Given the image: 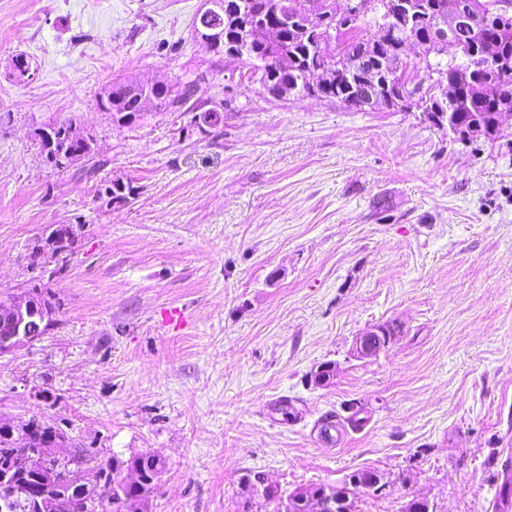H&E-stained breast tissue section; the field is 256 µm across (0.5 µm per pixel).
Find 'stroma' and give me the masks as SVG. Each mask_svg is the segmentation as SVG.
<instances>
[{
    "label": "stroma",
    "instance_id": "stroma-1",
    "mask_svg": "<svg viewBox=\"0 0 512 512\" xmlns=\"http://www.w3.org/2000/svg\"><path fill=\"white\" fill-rule=\"evenodd\" d=\"M202 0H0V300L36 277L31 249L77 227L63 274L42 277L55 328L0 354V419L67 421L102 457L166 461L146 512H275L281 492L361 469L382 495L354 512H493L491 452L512 454V135L462 139L415 109L355 112L273 98L244 63L193 37ZM26 54L32 78L13 75ZM208 72L215 125L186 109L113 125L95 98L126 75ZM67 122L92 160L48 163ZM130 183L127 204L103 188ZM176 307L184 324L162 323ZM403 333L358 359L356 336ZM331 362L324 387L309 372ZM289 400L297 420L279 410ZM356 402L363 429L316 420ZM72 124L63 122L52 126L53 135L51 139H40V149L45 158L58 168H65L68 154L77 147H74L67 136V129Z\"/></svg>",
    "mask_w": 512,
    "mask_h": 512
}]
</instances>
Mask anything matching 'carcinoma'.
<instances>
[{
	"instance_id": "1",
	"label": "carcinoma",
	"mask_w": 512,
	"mask_h": 512,
	"mask_svg": "<svg viewBox=\"0 0 512 512\" xmlns=\"http://www.w3.org/2000/svg\"><path fill=\"white\" fill-rule=\"evenodd\" d=\"M306 0H216V5L207 15L195 17L193 26L197 31H209L218 39L209 44L216 54L224 53V42L239 43L245 49L243 62L253 75L259 76L262 85L281 76L296 86L302 96L312 95L317 99L339 102L355 112L361 87L351 75L344 74L346 63L353 57L364 54L383 70L397 56L402 36L411 32L414 39L423 45V53L416 62V69L424 72L432 82H454L460 68L482 53L489 42L498 43V52L504 64L512 66V29H502L503 9L512 0H481L483 16L473 28H464L456 34L464 45V54L451 60L440 55L436 43L434 20L446 7L448 0H401V8L394 7L393 0H379L388 8L385 19L374 21L368 18L355 19V23L340 33L317 32L308 28L305 11ZM288 17V24L281 26L276 43L264 42L253 30L255 22L280 23ZM309 66L324 67L337 73V77L320 88L308 92L304 70ZM209 80L203 71L188 72L173 86V94L162 88L151 96L155 108L164 111L184 105L189 101L199 102L208 91ZM143 79L125 76L104 86L96 97V107L101 112L112 114V122L126 126L144 115L147 102L143 94ZM415 91L406 89L384 99L387 108H409ZM512 106V85L502 82L501 70L475 69L470 81L456 88L452 104L447 111L454 112L465 124H483L504 104ZM70 124L63 122L52 126L53 135L40 139V149L45 158L59 168L67 167L66 159L74 149L67 136ZM112 202L127 203L134 194L133 187L120 180L112 181ZM75 242L73 227L61 224L45 238L46 245L70 252ZM319 435L324 440L332 439V432L347 426L360 430L364 424L355 415L339 413L325 414L318 422ZM68 439L60 425L45 426L34 420L21 435L0 433V473L11 471L15 481L8 484L10 499L5 504L9 512H39V501L45 492L43 477L53 474L55 497L49 512H130L132 507L143 508L157 489V481L165 467L164 459L157 453L146 451L130 456L126 460L116 457L102 459L100 452L82 446H74L60 457H50L38 469L29 468V460L43 455L59 441ZM96 464L105 474V488L100 499L88 497L80 488L77 477L83 467ZM137 467L142 471V480L127 485L117 479L125 467Z\"/></svg>"
}]
</instances>
